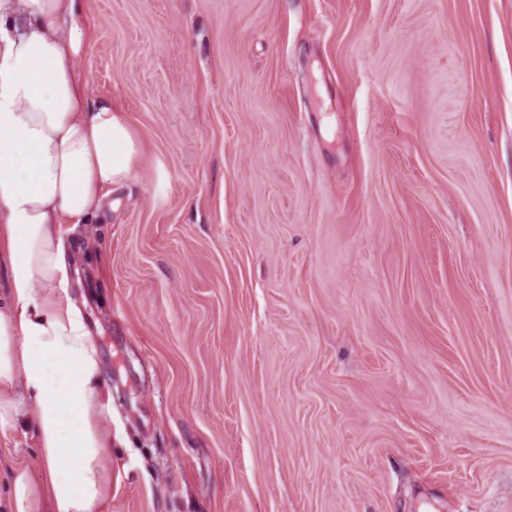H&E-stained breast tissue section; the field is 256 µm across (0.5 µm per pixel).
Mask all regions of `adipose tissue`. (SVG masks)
I'll use <instances>...</instances> for the list:
<instances>
[{
    "instance_id": "adipose-tissue-1",
    "label": "adipose tissue",
    "mask_w": 512,
    "mask_h": 512,
    "mask_svg": "<svg viewBox=\"0 0 512 512\" xmlns=\"http://www.w3.org/2000/svg\"><path fill=\"white\" fill-rule=\"evenodd\" d=\"M79 0H0V431H33L43 472H15L14 512H100L112 486V397L69 294L62 226L132 177L138 140L76 74Z\"/></svg>"
}]
</instances>
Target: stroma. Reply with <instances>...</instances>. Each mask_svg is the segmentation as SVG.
<instances>
[{"label":"stroma","instance_id":"obj_1","mask_svg":"<svg viewBox=\"0 0 512 512\" xmlns=\"http://www.w3.org/2000/svg\"><path fill=\"white\" fill-rule=\"evenodd\" d=\"M141 144L66 233L103 512H512V0H82ZM42 469L0 432L11 473Z\"/></svg>","mask_w":512,"mask_h":512}]
</instances>
